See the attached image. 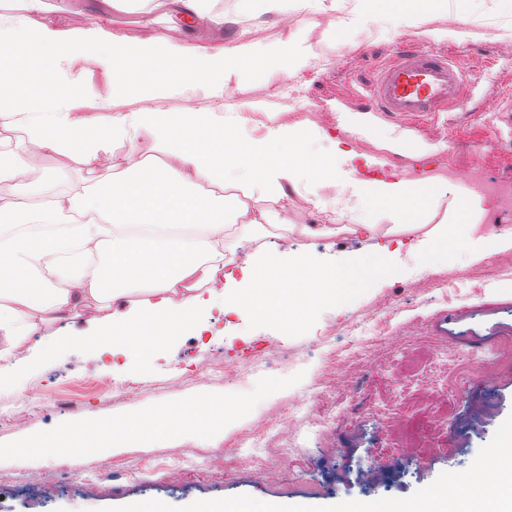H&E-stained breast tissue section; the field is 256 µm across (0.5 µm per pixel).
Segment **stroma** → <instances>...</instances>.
<instances>
[{"label":"stroma","instance_id":"35a3bbf8","mask_svg":"<svg viewBox=\"0 0 512 512\" xmlns=\"http://www.w3.org/2000/svg\"><path fill=\"white\" fill-rule=\"evenodd\" d=\"M225 23L200 20L192 32L172 30L170 40H190L206 51L243 48L249 61L229 75L225 105L245 114V135L262 138L274 125L306 126L313 134L275 153L328 157L341 115L371 135L355 145L367 178L369 161L384 157L385 177L425 182L412 208L414 220L394 223L384 208L358 215L341 213L336 197L350 179L339 168L332 180L314 175L283 184L278 200L246 197L249 211H277L290 230L280 239L272 227L236 233L234 268L286 250L325 267L372 258L375 244L388 246V265L362 286L330 295L304 320L257 317L225 309L215 301L198 315L199 330L157 350L149 367L111 343L91 351L65 344L68 336L96 333L94 309L75 321L40 324L22 360L0 363V512H121L131 501H161L171 512L197 500L345 506L371 502L379 512L423 503L428 491L452 479H471L474 463L495 447L512 425V371L493 364L454 384L451 353H478L500 337L512 336V247H490L496 231L467 230L463 210L446 214L457 188L446 168L487 171L512 177V141L497 132L500 122L489 102L512 96V0H471L458 12L456 0H433L422 13L393 17L386 6L363 11L360 0H214ZM163 9L153 0L142 10L105 6L102 0H66L55 23L82 31L93 21L141 42L163 29ZM292 54L289 64H270L273 45ZM452 52L463 68L486 61L487 77L464 92L459 108L439 120L366 112L361 83L398 45ZM217 100L210 88L170 90L148 100L169 112H208ZM415 134L420 149L399 148L396 128ZM53 175L61 193L79 189L87 176L77 156L44 157L28 181ZM319 206H312L311 195ZM448 223L447 245L418 251L440 221ZM360 320L381 324L366 352L352 353L347 335L330 326ZM284 359L273 357L277 344ZM271 355L270 368L257 367ZM337 355L334 370L323 367ZM230 362L243 375L225 380L218 363ZM334 417L316 432L293 419L295 408L314 392ZM454 398L455 411L444 402ZM197 398L227 402L228 423L216 436L185 432L167 439H139L107 458L78 448H54L37 457L23 452L30 438L56 431L78 418L113 420L144 408L176 406ZM273 424L282 442L261 448L260 467L238 468V439L257 424ZM423 431L418 447L393 452L392 444L411 424Z\"/></svg>","mask_w":512,"mask_h":512}]
</instances>
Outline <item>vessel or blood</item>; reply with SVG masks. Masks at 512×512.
<instances>
[{
  "instance_id": "obj_1",
  "label": "vessel or blood",
  "mask_w": 512,
  "mask_h": 512,
  "mask_svg": "<svg viewBox=\"0 0 512 512\" xmlns=\"http://www.w3.org/2000/svg\"><path fill=\"white\" fill-rule=\"evenodd\" d=\"M462 84V73L448 54L399 47L365 85L362 100L374 112L435 115L458 108Z\"/></svg>"
}]
</instances>
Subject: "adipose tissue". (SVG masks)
Segmentation results:
<instances>
[{
  "instance_id": "1",
  "label": "adipose tissue",
  "mask_w": 512,
  "mask_h": 512,
  "mask_svg": "<svg viewBox=\"0 0 512 512\" xmlns=\"http://www.w3.org/2000/svg\"><path fill=\"white\" fill-rule=\"evenodd\" d=\"M19 2V12L0 11V131L21 132L23 144L20 152H0V180L24 176L49 154H76L90 167L115 143L129 145L131 162L109 179L86 180L80 190L58 195L47 206L30 202L22 186L0 196V362L23 349L39 313L63 319L95 308L100 336L146 363L161 346L190 333L197 314L214 299L262 316L302 311V304L271 293L278 274L301 271L319 299L336 278L357 284L374 274V267L360 261L335 270L302 265L280 253L259 258L235 279L226 252L246 206L217 194L225 173L246 169L249 191L274 197L283 183L297 181L302 169L328 179L332 159L273 154L272 140L296 142L307 137L304 128L279 126L269 137L255 139L235 134L242 123L236 112L129 106L163 87L223 90L240 52H204L190 41L173 47L162 33L134 43L97 24L75 35L49 21V0ZM80 57L111 72V95L87 94L86 74L75 65ZM203 180L211 191L201 190ZM411 199L410 182L373 178L344 199L343 208L384 206L402 224ZM90 252L94 262L80 264ZM137 293L145 294L143 303L126 314L113 313L115 300ZM100 336H78L74 342L93 349ZM223 428V407L203 400L145 410L117 423L78 421L29 442L26 451L41 456L51 448H90L104 458L130 439L185 430L209 435ZM488 463L497 468L496 484L435 487L414 512H512V434L476 466Z\"/></svg>"
}]
</instances>
